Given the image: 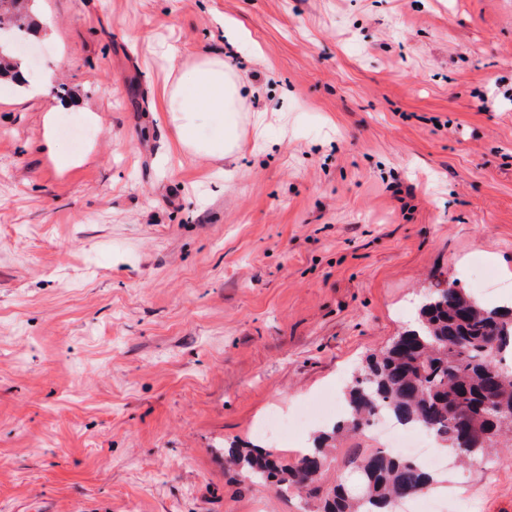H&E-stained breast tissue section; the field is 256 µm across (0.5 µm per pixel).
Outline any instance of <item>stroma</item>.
Wrapping results in <instances>:
<instances>
[{
  "label": "stroma",
  "instance_id": "stroma-1",
  "mask_svg": "<svg viewBox=\"0 0 512 512\" xmlns=\"http://www.w3.org/2000/svg\"><path fill=\"white\" fill-rule=\"evenodd\" d=\"M0 86V512H303L224 446L344 394L431 284L512 300V0H36ZM260 130L184 159L168 53ZM71 157L66 168L57 156ZM512 512V453L439 469ZM20 68H22V62L16 53L2 46L0 50V80H10L17 84L16 81L19 82L18 69Z\"/></svg>",
  "mask_w": 512,
  "mask_h": 512
}]
</instances>
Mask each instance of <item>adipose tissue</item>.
Returning <instances> with one entry per match:
<instances>
[{"mask_svg": "<svg viewBox=\"0 0 512 512\" xmlns=\"http://www.w3.org/2000/svg\"><path fill=\"white\" fill-rule=\"evenodd\" d=\"M173 76L156 92V111L174 130L173 148L194 159L233 161L241 151L247 81L223 58L203 56L190 63L171 59ZM215 125L209 136L203 126Z\"/></svg>", "mask_w": 512, "mask_h": 512, "instance_id": "ef3b65f1", "label": "adipose tissue"}]
</instances>
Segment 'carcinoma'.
Returning <instances> with one entry per match:
<instances>
[{"instance_id":"cac0c4a2","label":"carcinoma","mask_w":512,"mask_h":512,"mask_svg":"<svg viewBox=\"0 0 512 512\" xmlns=\"http://www.w3.org/2000/svg\"><path fill=\"white\" fill-rule=\"evenodd\" d=\"M35 0H0V29L23 38ZM22 62L0 49V80L18 81ZM512 305L486 306L462 288H435L415 326L368 356L345 392L347 412L317 432L314 446L293 461L235 444L225 460L245 478L280 491L303 488L306 512H395L401 493L419 496L433 484L418 462L390 451L353 449L359 494L331 478L336 442L359 433L383 412L400 426L433 433L462 464L512 450Z\"/></svg>"}]
</instances>
